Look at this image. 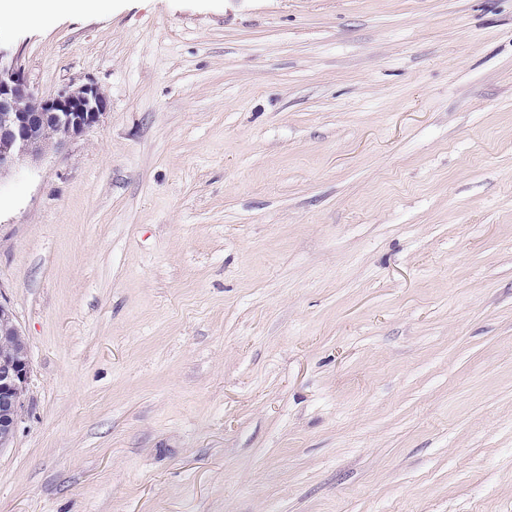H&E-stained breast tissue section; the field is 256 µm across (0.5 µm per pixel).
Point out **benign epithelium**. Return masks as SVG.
<instances>
[{
	"mask_svg": "<svg viewBox=\"0 0 512 512\" xmlns=\"http://www.w3.org/2000/svg\"><path fill=\"white\" fill-rule=\"evenodd\" d=\"M3 59L0 52V179L24 159L79 136L107 110L105 94L93 83L66 85L43 97L30 88L16 62ZM19 346L23 343L0 347L1 448L13 438L29 381V359Z\"/></svg>",
	"mask_w": 512,
	"mask_h": 512,
	"instance_id": "1",
	"label": "benign epithelium"
}]
</instances>
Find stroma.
Segmentation results:
<instances>
[{
	"instance_id": "35a3bbf8",
	"label": "stroma",
	"mask_w": 512,
	"mask_h": 512,
	"mask_svg": "<svg viewBox=\"0 0 512 512\" xmlns=\"http://www.w3.org/2000/svg\"><path fill=\"white\" fill-rule=\"evenodd\" d=\"M0 49L108 102L0 180V512H512V0H112ZM0 447L7 446L14 435L19 413L24 404L29 381L30 364L24 345L10 316L0 323ZM2 336H18L13 344L1 348ZM19 340L20 342L18 343ZM18 343V345H17Z\"/></svg>"
}]
</instances>
